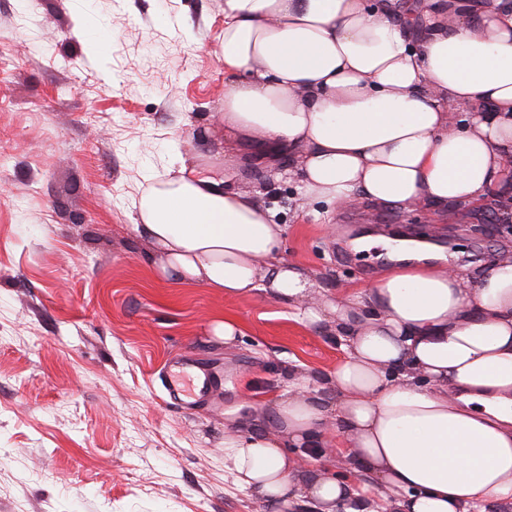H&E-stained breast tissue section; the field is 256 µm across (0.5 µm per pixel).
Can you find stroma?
<instances>
[{"label": "stroma", "mask_w": 512, "mask_h": 512, "mask_svg": "<svg viewBox=\"0 0 512 512\" xmlns=\"http://www.w3.org/2000/svg\"><path fill=\"white\" fill-rule=\"evenodd\" d=\"M224 0H0V512H271L224 470V412H266L288 377L322 378L335 334L261 294L157 281L130 230L166 151L223 147ZM240 144L235 187L286 227L282 258L319 284L313 301L374 282L391 243H434L482 271L512 251V211L448 216L302 208L296 179L268 181ZM244 323L232 345L209 319ZM191 354L229 383L203 404L170 399L167 366Z\"/></svg>", "instance_id": "stroma-1"}]
</instances>
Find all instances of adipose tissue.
<instances>
[{
	"instance_id": "adipose-tissue-1",
	"label": "adipose tissue",
	"mask_w": 512,
	"mask_h": 512,
	"mask_svg": "<svg viewBox=\"0 0 512 512\" xmlns=\"http://www.w3.org/2000/svg\"><path fill=\"white\" fill-rule=\"evenodd\" d=\"M396 0H224V110L232 143L262 145L267 177H298L325 218L364 202L434 212L512 190V0H426L410 34ZM219 154L168 176L131 230L159 281L224 296L264 293L335 330L346 356L327 377L335 404L294 375L269 427L224 426L236 486L295 512H484L512 501V252L477 275L408 264L309 304L316 283L280 256L274 211L230 179ZM293 448H336L341 476L296 477Z\"/></svg>"
}]
</instances>
